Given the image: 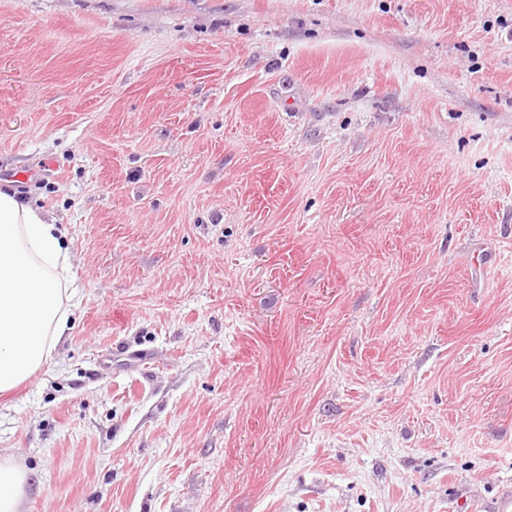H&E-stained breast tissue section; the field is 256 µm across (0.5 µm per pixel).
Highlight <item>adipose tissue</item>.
Returning a JSON list of instances; mask_svg holds the SVG:
<instances>
[{
  "mask_svg": "<svg viewBox=\"0 0 512 512\" xmlns=\"http://www.w3.org/2000/svg\"><path fill=\"white\" fill-rule=\"evenodd\" d=\"M64 230L0 190V393L29 380L67 331L69 257ZM26 468L0 454V512H21Z\"/></svg>",
  "mask_w": 512,
  "mask_h": 512,
  "instance_id": "adipose-tissue-1",
  "label": "adipose tissue"
}]
</instances>
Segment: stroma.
I'll return each instance as SVG.
<instances>
[{
	"mask_svg": "<svg viewBox=\"0 0 512 512\" xmlns=\"http://www.w3.org/2000/svg\"><path fill=\"white\" fill-rule=\"evenodd\" d=\"M0 181L75 278L24 512L512 486V0H0Z\"/></svg>",
	"mask_w": 512,
	"mask_h": 512,
	"instance_id": "35a3bbf8",
	"label": "stroma"
}]
</instances>
